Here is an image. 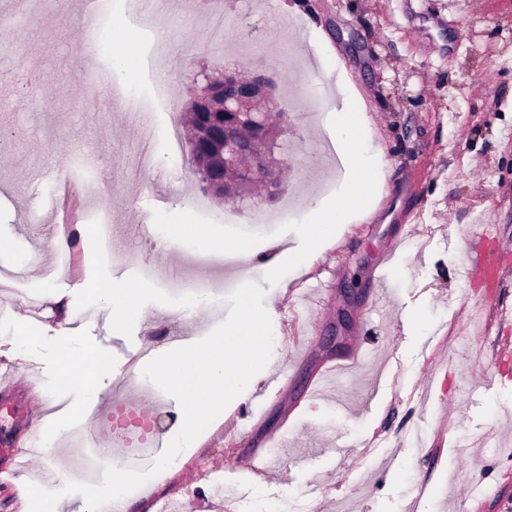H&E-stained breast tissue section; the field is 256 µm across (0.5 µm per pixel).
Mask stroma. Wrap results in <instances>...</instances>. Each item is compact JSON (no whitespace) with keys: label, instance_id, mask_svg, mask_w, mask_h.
Returning <instances> with one entry per match:
<instances>
[{"label":"stroma","instance_id":"1","mask_svg":"<svg viewBox=\"0 0 512 512\" xmlns=\"http://www.w3.org/2000/svg\"><path fill=\"white\" fill-rule=\"evenodd\" d=\"M84 6L39 0L23 27L0 26V71L11 74L0 98V374L40 376L57 405L40 412L15 393L10 422L30 452L17 471L0 446V512H23L27 484L48 469L64 484L77 464L70 438L81 424L58 417L87 397L60 385V349L109 357L101 396L114 398L176 331L200 339L223 322L228 295L249 282L273 311L258 396L233 400L150 479L155 495L187 512H222L226 485L243 512H336L340 501L349 512H512V319L501 316L512 273L497 286L457 276L463 262L512 254V0H174L149 25L136 0H99L110 34L137 35L128 67L109 41L83 54L74 22ZM218 12L226 26L203 43ZM234 69L272 76L288 114L274 153L291 167L271 201L207 197L189 143H172L203 75ZM343 105L366 116L384 190L423 218L392 258L400 226L382 223L381 200L337 239L309 245L312 205H335L346 188L322 156ZM131 110L151 126L129 123ZM66 183L80 223L108 228L76 250L59 224L36 219ZM181 211L247 239L255 261L218 264L194 240L170 239ZM383 262L394 299L379 303L371 285ZM175 268L221 289L187 307ZM93 281L136 290L122 329L85 320L111 313ZM21 331L31 339L19 350ZM353 354L359 366L337 394L312 397L322 371ZM42 434L51 447L37 445ZM282 434V454L256 460Z\"/></svg>","mask_w":512,"mask_h":512}]
</instances>
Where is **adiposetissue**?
Here are the masks:
<instances>
[{"mask_svg": "<svg viewBox=\"0 0 512 512\" xmlns=\"http://www.w3.org/2000/svg\"><path fill=\"white\" fill-rule=\"evenodd\" d=\"M332 134L340 147L343 168L353 176V184L334 208H314L315 222L309 225L308 235L316 247L333 236L337 225L348 223L364 208L377 184L376 168L363 152L360 113H337ZM58 364L60 384L87 394L97 393L103 374L111 367L91 346L84 347L76 356L67 352L60 354Z\"/></svg>", "mask_w": 512, "mask_h": 512, "instance_id": "obj_1", "label": "adipose tissue"}]
</instances>
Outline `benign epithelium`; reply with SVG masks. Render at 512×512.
I'll return each mask as SVG.
<instances>
[{
	"label": "benign epithelium",
	"instance_id": "1",
	"mask_svg": "<svg viewBox=\"0 0 512 512\" xmlns=\"http://www.w3.org/2000/svg\"><path fill=\"white\" fill-rule=\"evenodd\" d=\"M188 111L197 128V136L190 140L192 159L205 193L229 199L224 194V174L238 169L236 197L251 196L250 185L258 178L265 181L267 199L277 196L276 172L286 160L273 152L283 126L270 119L280 111L271 78L243 81L235 70L217 78L207 76L191 97Z\"/></svg>",
	"mask_w": 512,
	"mask_h": 512
}]
</instances>
